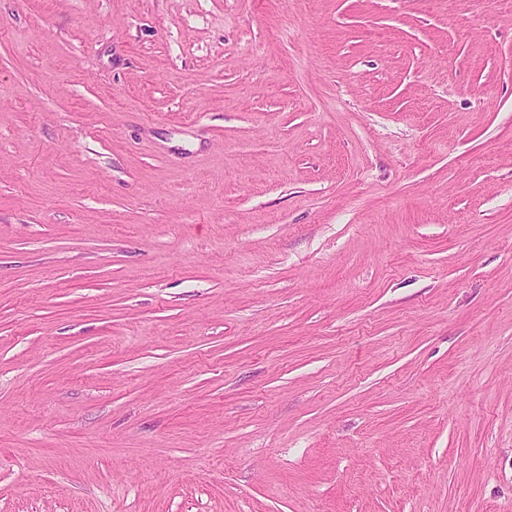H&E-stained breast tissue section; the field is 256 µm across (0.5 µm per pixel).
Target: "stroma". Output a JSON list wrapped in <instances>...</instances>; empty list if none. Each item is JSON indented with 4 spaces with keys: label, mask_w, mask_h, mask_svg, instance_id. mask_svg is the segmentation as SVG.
<instances>
[{
    "label": "stroma",
    "mask_w": 512,
    "mask_h": 512,
    "mask_svg": "<svg viewBox=\"0 0 512 512\" xmlns=\"http://www.w3.org/2000/svg\"><path fill=\"white\" fill-rule=\"evenodd\" d=\"M0 512H512V0H0Z\"/></svg>",
    "instance_id": "1"
}]
</instances>
